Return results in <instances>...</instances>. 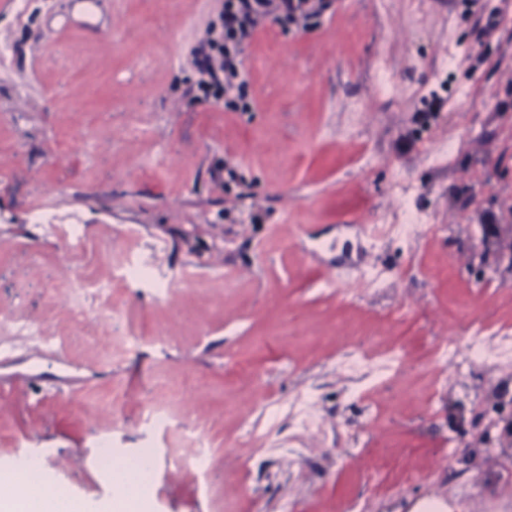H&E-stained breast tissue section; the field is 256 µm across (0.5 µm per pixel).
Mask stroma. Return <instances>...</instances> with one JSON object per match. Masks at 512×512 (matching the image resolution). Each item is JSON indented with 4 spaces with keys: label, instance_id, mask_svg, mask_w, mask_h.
Segmentation results:
<instances>
[{
    "label": "stroma",
    "instance_id": "35a3bbf8",
    "mask_svg": "<svg viewBox=\"0 0 512 512\" xmlns=\"http://www.w3.org/2000/svg\"><path fill=\"white\" fill-rule=\"evenodd\" d=\"M223 12L106 0L88 37L74 0H0V311L19 321L0 330V474L36 458L44 487L112 512L113 472L150 448L141 512H512L483 441L500 432L473 426L512 416V364L435 390L430 356L473 319L512 336V276L473 256L512 221V14L487 37L465 0H318L251 36L241 95L202 105L194 52ZM397 171L443 229L374 247L359 227L396 219ZM137 259L153 278H121ZM77 278L108 282L109 316L70 301ZM384 338L406 372L358 398L342 355ZM305 393L308 430L281 409Z\"/></svg>",
    "mask_w": 512,
    "mask_h": 512
}]
</instances>
